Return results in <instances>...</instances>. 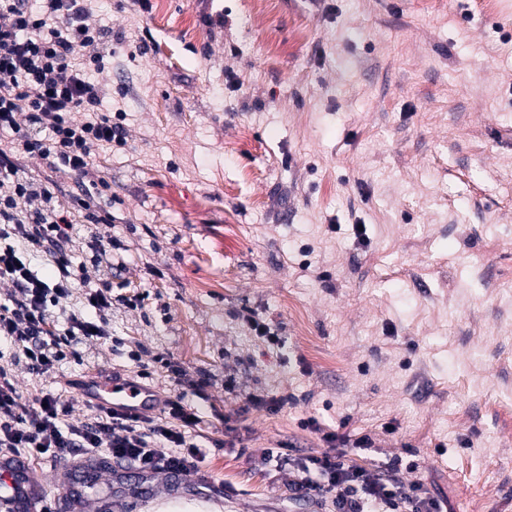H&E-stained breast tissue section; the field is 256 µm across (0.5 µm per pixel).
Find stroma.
<instances>
[{"label": "stroma", "mask_w": 512, "mask_h": 512, "mask_svg": "<svg viewBox=\"0 0 512 512\" xmlns=\"http://www.w3.org/2000/svg\"><path fill=\"white\" fill-rule=\"evenodd\" d=\"M92 5L125 141L95 158L112 221L83 231L118 243L112 292L141 302L112 304L123 346L15 381L77 421L101 367L166 393L164 354L209 399L199 470L146 492L99 476L81 512H313L262 453L316 456L341 427L373 440L356 464L512 512V0Z\"/></svg>", "instance_id": "1"}]
</instances>
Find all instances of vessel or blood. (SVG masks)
I'll list each match as a JSON object with an SVG mask.
<instances>
[{"label": "vessel or blood", "instance_id": "b4317fda", "mask_svg": "<svg viewBox=\"0 0 512 512\" xmlns=\"http://www.w3.org/2000/svg\"><path fill=\"white\" fill-rule=\"evenodd\" d=\"M81 388L84 396L93 403L131 415L152 413L160 402L156 389L143 385L133 375L113 379L92 373L82 381ZM14 486V470L0 469V512H21L16 507Z\"/></svg>", "mask_w": 512, "mask_h": 512}]
</instances>
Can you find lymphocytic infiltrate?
Listing matches in <instances>:
<instances>
[{
	"label": "lymphocytic infiltrate",
	"mask_w": 512,
	"mask_h": 512,
	"mask_svg": "<svg viewBox=\"0 0 512 512\" xmlns=\"http://www.w3.org/2000/svg\"><path fill=\"white\" fill-rule=\"evenodd\" d=\"M88 0H0V133L12 135L14 150L0 148V282L19 293L0 304V346L10 349L0 365V464L65 463L73 469L92 464L101 452L132 462L146 476L194 470L203 453L188 430L204 398L205 382L191 392H171L159 414L127 417L88 405L83 419L69 421L70 406L54 391L26 400L14 366L52 377L87 341L112 336V283L105 274L115 261V244L92 236L81 262L69 245L81 224H108L94 196L105 186L92 180L96 153L124 140V130L105 107L109 93L92 78L104 68L100 45L110 31L90 20ZM63 167L76 179V204L63 202L53 184L32 177L21 155ZM51 266L44 277L31 258ZM99 271L85 284L87 269ZM80 290L82 308L70 312L62 301ZM328 452L293 459L295 495L316 500L324 512H449L447 499L422 481L401 476L396 466L382 472L351 463L349 448H368L363 436L329 432Z\"/></svg>",
	"instance_id": "lymphocytic-infiltrate-1"
}]
</instances>
